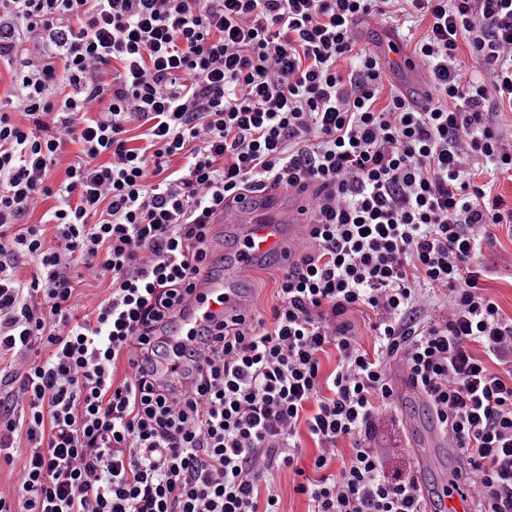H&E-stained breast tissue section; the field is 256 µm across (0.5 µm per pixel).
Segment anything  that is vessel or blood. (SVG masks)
Masks as SVG:
<instances>
[{
    "label": "vessel or blood",
    "instance_id": "vessel-or-blood-1",
    "mask_svg": "<svg viewBox=\"0 0 512 512\" xmlns=\"http://www.w3.org/2000/svg\"><path fill=\"white\" fill-rule=\"evenodd\" d=\"M360 32L375 44L397 49L398 63L409 75L403 91L413 104H424L430 85L415 61L403 52L399 33L374 23L361 27ZM231 214L233 239L225 248L227 261L221 266H206L195 280L191 295L169 326V345L185 343L187 337L212 330L227 315L251 314V299L241 286L259 266L283 262L291 245L303 239L311 222L310 196L268 188L247 194L233 206ZM419 496L422 512H469L471 508L465 486L450 496L424 490Z\"/></svg>",
    "mask_w": 512,
    "mask_h": 512
}]
</instances>
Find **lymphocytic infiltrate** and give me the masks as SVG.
Here are the masks:
<instances>
[{
  "mask_svg": "<svg viewBox=\"0 0 512 512\" xmlns=\"http://www.w3.org/2000/svg\"><path fill=\"white\" fill-rule=\"evenodd\" d=\"M397 11L429 21L419 109L355 48L358 20ZM0 64V461L28 444L0 512H279L288 467L308 512H421L416 479L386 481L362 443L397 356L466 457L475 512H512V318L480 261L512 207L477 182L483 163L512 181V125L491 116L512 109V0H0ZM269 186L312 191L309 245L269 316L183 352L193 388L175 393L155 378L162 331L215 218ZM105 272L74 317L76 280ZM353 310L375 315L371 348ZM111 281V275L107 274L106 276L94 280L89 279L86 282H83L79 288H77L78 294L87 307L86 309H82L80 315L88 314L92 311L94 307V301L102 298L107 292V288H109V284Z\"/></svg>",
  "mask_w": 512,
  "mask_h": 512,
  "instance_id": "lymphocytic-infiltrate-1",
  "label": "lymphocytic infiltrate"
}]
</instances>
